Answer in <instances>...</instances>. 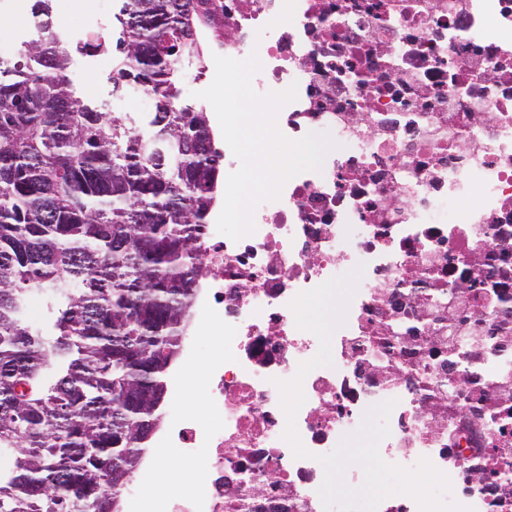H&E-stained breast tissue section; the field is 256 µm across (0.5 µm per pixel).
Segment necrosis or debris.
Wrapping results in <instances>:
<instances>
[{
    "label": "necrosis or debris",
    "mask_w": 512,
    "mask_h": 512,
    "mask_svg": "<svg viewBox=\"0 0 512 512\" xmlns=\"http://www.w3.org/2000/svg\"><path fill=\"white\" fill-rule=\"evenodd\" d=\"M224 0L219 55L258 54L257 93L296 86L277 119L297 140L329 133L317 171L261 204L235 241L206 227L202 324L183 353L206 378L207 412L182 415L165 440L199 461L187 494L151 512H324L316 457L355 431L365 411L396 400L380 444L392 464L428 458L475 512H512V0ZM363 267L331 366L313 369L296 428L310 455L282 438L276 380L313 358L317 337L289 307L300 292ZM474 285L458 303L466 346L449 376L426 350H394L390 381L366 355L381 325L417 324L424 285Z\"/></svg>",
    "instance_id": "necrosis-or-debris-1"
}]
</instances>
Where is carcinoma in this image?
Masks as SVG:
<instances>
[{
	"mask_svg": "<svg viewBox=\"0 0 512 512\" xmlns=\"http://www.w3.org/2000/svg\"><path fill=\"white\" fill-rule=\"evenodd\" d=\"M0 61V512H114L158 425L199 286L220 158L180 63L218 0H123L114 89L150 112L74 99L50 22ZM44 316L32 324L30 298ZM429 353L455 368V345Z\"/></svg>",
	"mask_w": 512,
	"mask_h": 512,
	"instance_id": "1",
	"label": "carcinoma"
}]
</instances>
